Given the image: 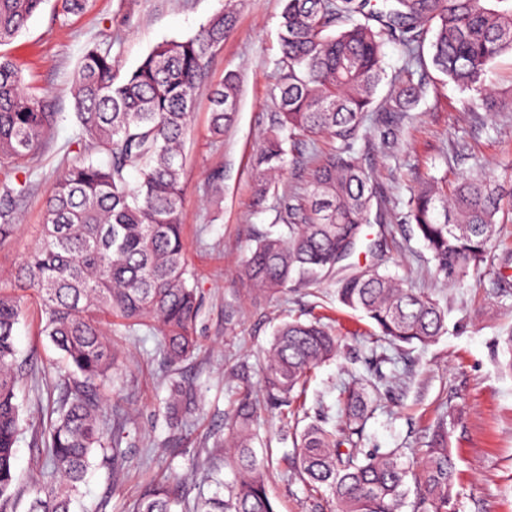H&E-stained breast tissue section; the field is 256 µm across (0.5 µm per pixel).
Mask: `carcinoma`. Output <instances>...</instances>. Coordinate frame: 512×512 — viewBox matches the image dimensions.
Masks as SVG:
<instances>
[{
  "mask_svg": "<svg viewBox=\"0 0 512 512\" xmlns=\"http://www.w3.org/2000/svg\"><path fill=\"white\" fill-rule=\"evenodd\" d=\"M43 0H0V45L12 41ZM89 0H62V20L83 14ZM226 10L185 40L163 41L127 74H120L112 46L88 51L75 78L78 150L56 179L45 202L40 243L14 268V288L0 292V512H14L15 458L22 434L17 393L15 336L37 299L41 333L60 351L65 370L61 396L40 432L41 476L26 487V512H71V504L97 451L112 450V479L127 460L120 452L134 424L132 414L108 406L102 391L114 383L117 356L104 325L116 318L130 328L161 336L169 365L196 348L193 326L201 300L189 284L182 224L184 149L197 98L206 95L210 132L224 137L237 112L238 76L211 80L210 62L233 29ZM433 37H428V34ZM397 42L408 59L393 83L388 111L408 112L423 94L428 67L476 94L487 112L499 108L486 88L490 63L512 53V0H285L280 58L275 73V111L256 157L253 199L266 201L285 163V145L325 136L329 150L308 169L309 193L279 199L277 222L286 231L257 237L241 276L276 295L295 285L319 283L364 244L376 190L355 150L364 137L375 97L386 78L382 46ZM430 59H425L424 48ZM61 113L46 94L26 83L12 59L0 55V160L33 158ZM104 154L108 162L93 159ZM140 171L130 185L126 173ZM31 190L28 181L0 185V243L17 229L16 208ZM512 213V188L491 175L421 188L411 199L408 223L449 280L493 262L489 246L497 215ZM336 299L369 319L395 345L435 341L448 311L431 296L404 288L374 267L336 284ZM339 339L318 321L296 317L278 325L263 360L266 407L280 411L305 391L312 369L336 356ZM370 397L348 389L339 428L312 425L299 434V476L311 496L328 494L332 512H403L408 481L416 488L413 512H456L457 471L440 424L421 462L400 461L397 448L361 452ZM194 406L193 387L176 382L167 404L179 423ZM259 401L246 393L228 421L232 445L224 463L236 472L225 494L193 505L192 512H275L267 490V462L253 449ZM350 445L346 452L340 450ZM177 497L165 480L145 491L133 512H173Z\"/></svg>",
  "mask_w": 512,
  "mask_h": 512,
  "instance_id": "1",
  "label": "carcinoma"
}]
</instances>
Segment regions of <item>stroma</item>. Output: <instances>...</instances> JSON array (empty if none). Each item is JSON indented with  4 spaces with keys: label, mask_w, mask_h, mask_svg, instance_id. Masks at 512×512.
Listing matches in <instances>:
<instances>
[{
    "label": "stroma",
    "mask_w": 512,
    "mask_h": 512,
    "mask_svg": "<svg viewBox=\"0 0 512 512\" xmlns=\"http://www.w3.org/2000/svg\"><path fill=\"white\" fill-rule=\"evenodd\" d=\"M234 2L237 23L211 62L213 82L226 72L239 77L234 125L221 141L209 131V104L198 97L186 146L183 222L191 285L202 302L194 326L197 348L179 369H171L159 352V339L146 332L130 335L112 330L111 342L123 364L121 406L136 424L123 451L130 468L121 484L95 457L73 512H130L151 483L177 477L185 504L212 496L217 487L202 477L208 456L223 460L220 444L228 437L226 416L245 393H259L262 353L276 324L298 316L321 320L341 339L338 355L311 371L301 396L298 420L283 425L280 417L261 413L255 425L258 455H269L268 492L277 512H329L324 499L310 497L296 472L295 436L310 425L332 428L342 408L347 383H368L374 410L365 427L364 451L400 449L404 460L421 457L432 428L446 421L459 479L457 512H512V372L502 368L499 337L512 332V289L499 286L498 265L512 259V217L500 224L493 244L495 264L469 269L451 281L437 273L431 255L405 221L407 202L431 178L447 183L478 172L512 175V54L499 56L487 86L506 106L496 112L468 110L470 91L436 71H429L424 93L406 116L379 111L368 121L356 149L372 173L377 194L372 201L369 239L385 235L382 253L367 255L405 287L436 298L447 308V331L435 343L392 346L359 313L341 307L336 280L290 288L283 296L253 289L240 269L258 233L273 223L279 195L305 192L307 165L326 150L327 138L289 148L276 194L265 209L252 205L254 157L274 107L271 88L280 55L282 0H91L89 10L61 23V0H44L40 10L9 44L0 46L26 81L47 92L63 118L44 149L22 166L0 164V184L31 180L21 204L15 236L0 245V289L12 288L11 272L41 236L44 205L56 171L79 137L72 90L77 66L95 46L111 42L121 72L133 70L153 47L183 40ZM399 140L396 154L384 155L380 140L387 127ZM223 175V193L211 194L213 173ZM238 310L232 331L224 329V306ZM18 360L26 362L18 401L24 432L17 446L18 485L38 472L31 463L41 409L56 399L59 352L39 332L37 316L17 332ZM388 362L373 368L374 355ZM195 389V407L182 424H173L166 403L171 381Z\"/></svg>",
    "instance_id": "obj_1"
}]
</instances>
